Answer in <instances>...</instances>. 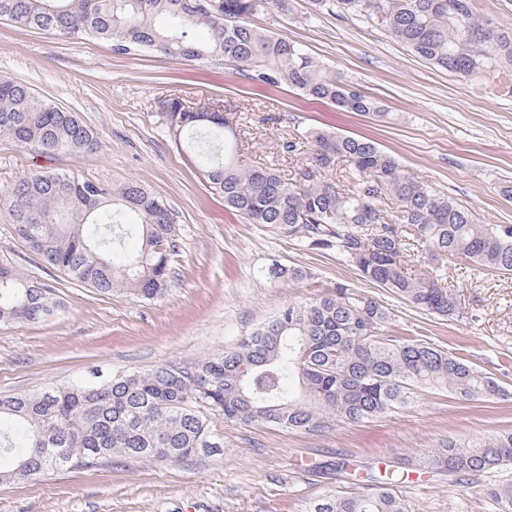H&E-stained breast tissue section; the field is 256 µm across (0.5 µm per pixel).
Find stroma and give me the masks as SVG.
Returning <instances> with one entry per match:
<instances>
[{"instance_id": "obj_1", "label": "stroma", "mask_w": 512, "mask_h": 512, "mask_svg": "<svg viewBox=\"0 0 512 512\" xmlns=\"http://www.w3.org/2000/svg\"><path fill=\"white\" fill-rule=\"evenodd\" d=\"M255 26L301 43L343 81L375 101L378 114L344 112L329 102L253 84L228 66L161 53L121 54L92 38L64 39L0 20V78H19L35 94L76 113L100 147L84 155L44 156L0 137V262L37 281L61 309L41 324H0V394L40 391L82 378L91 368L144 371L222 351L284 303L339 282L370 289L336 256L310 252L247 223L224 205L177 148L158 103L168 96L213 99L247 118L245 163L294 174L284 140L311 128L362 135L394 152L403 168L472 209L485 224L512 225V96L480 80L438 69L362 17L315 11L293 0L289 12L253 17ZM64 171L102 184L136 181L176 216L174 286L142 299L109 294L71 279L33 254L14 232L11 190L23 174ZM310 268L313 280H271L273 265ZM463 316L444 321L373 290L390 312L385 335L423 339L465 356L512 390V275L448 258ZM224 453L190 462L117 458L95 470L49 471L0 484V512H304L306 503L353 492L348 477L315 464L350 458L385 468L396 456L427 454L446 438L466 442L512 429V401L462 405L424 390L415 403L358 425L310 435L215 417ZM407 512H496L479 484L418 476L398 486Z\"/></svg>"}]
</instances>
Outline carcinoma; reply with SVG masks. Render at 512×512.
<instances>
[{"instance_id": "obj_1", "label": "carcinoma", "mask_w": 512, "mask_h": 512, "mask_svg": "<svg viewBox=\"0 0 512 512\" xmlns=\"http://www.w3.org/2000/svg\"><path fill=\"white\" fill-rule=\"evenodd\" d=\"M291 0H0V19L91 37L117 53L157 51L173 58L233 67L251 82L286 86L347 112L375 103L293 41L250 18ZM317 10L369 18L418 58L492 91L512 94V32L472 19L470 0H314ZM167 127L209 187L249 224L308 251L334 253L362 280L444 319L459 316L443 256L512 272V225L482 224L473 212L405 171L368 139L311 128L315 156L297 164L291 182L272 168L236 156L241 117L222 105L159 101ZM0 137L46 155L91 153L93 128L37 96L18 78L0 79ZM17 235L47 264L100 293L128 290L154 299L173 286L176 221L144 186L80 180L66 172H32L12 191ZM139 237L137 250L126 239ZM423 247L432 262L407 258ZM269 277L301 283L302 266H275ZM56 300L14 267L0 264V322L39 323ZM389 311L372 294L338 282L302 302H287L224 351L145 372H93L39 392L0 396V482L48 470H84L119 456L188 462L224 453L212 417L319 434L395 413L422 388L461 404L509 401L512 392L471 362L422 339L384 335ZM512 467V430L459 443L445 439L414 468L457 478ZM350 496H325L305 512H406L388 476L366 474ZM498 512H512V480L486 488Z\"/></svg>"}]
</instances>
